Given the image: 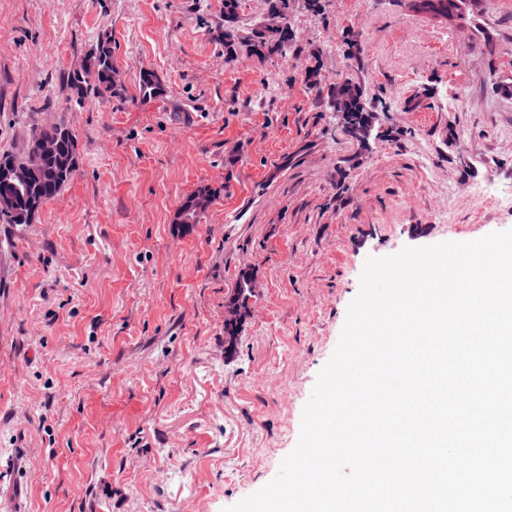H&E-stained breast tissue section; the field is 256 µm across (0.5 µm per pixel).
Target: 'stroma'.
Segmentation results:
<instances>
[{
	"instance_id": "stroma-1",
	"label": "stroma",
	"mask_w": 512,
	"mask_h": 512,
	"mask_svg": "<svg viewBox=\"0 0 512 512\" xmlns=\"http://www.w3.org/2000/svg\"><path fill=\"white\" fill-rule=\"evenodd\" d=\"M321 4L260 59L270 0L232 21L222 0H0V156L44 125L77 156L34 223L0 224V495L26 512H223L297 445L368 257L512 229L476 194L512 195V0ZM105 37L122 94L75 105L66 78ZM342 76L368 146L327 106ZM417 9L420 13L430 14L432 16H451L460 9V0H415ZM211 198V193L208 190H200L197 193L187 197L179 211L178 217L176 219L177 223L189 224L185 221L186 216H189L191 219H195V222L191 224L199 223L201 216L210 204ZM187 208L190 209V212H186Z\"/></svg>"
}]
</instances>
